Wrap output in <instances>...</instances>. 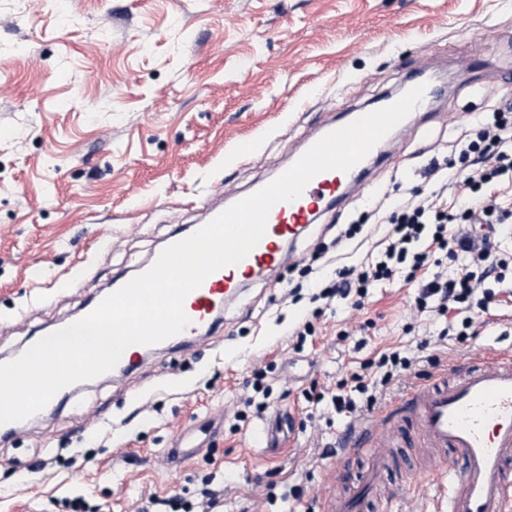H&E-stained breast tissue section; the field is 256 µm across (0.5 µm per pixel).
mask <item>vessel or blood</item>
Here are the masks:
<instances>
[{
	"label": "vessel or blood",
	"mask_w": 512,
	"mask_h": 512,
	"mask_svg": "<svg viewBox=\"0 0 512 512\" xmlns=\"http://www.w3.org/2000/svg\"><path fill=\"white\" fill-rule=\"evenodd\" d=\"M366 170L357 163L349 171L316 175L302 195L275 204L266 231L249 255L209 275L184 300L190 323L185 336L211 328L246 281L279 271L284 246L324 211L341 208ZM410 421L403 431L406 444L423 443L425 463L416 475L448 489V512H512V351L500 350L466 365L453 364L430 378L418 379L405 393ZM390 414H378L353 425L343 444L345 459L366 458L352 487L330 492L321 512H359L393 465L387 436Z\"/></svg>",
	"instance_id": "b4317fda"
}]
</instances>
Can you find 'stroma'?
Here are the masks:
<instances>
[{
	"mask_svg": "<svg viewBox=\"0 0 512 512\" xmlns=\"http://www.w3.org/2000/svg\"><path fill=\"white\" fill-rule=\"evenodd\" d=\"M448 61L460 71L433 117L396 131L390 162L288 245L278 273L247 282L219 330L71 389L0 442V512H132L144 494L194 501L208 482L225 485L224 512H319L362 464L319 459L352 419L307 391L391 349L429 371L424 340L451 363L512 349L511 267L486 280L489 310L463 336H443L400 276L360 309L311 298L337 266L376 256L382 227L351 237V224L396 188L435 190L427 170L512 101V0H0V360L284 169L315 122ZM307 319L316 333L297 343L288 332ZM266 366L270 412L294 418L274 452L252 443L254 409L236 418ZM410 456H395L392 512H448Z\"/></svg>",
	"mask_w": 512,
	"mask_h": 512,
	"instance_id": "obj_1",
	"label": "stroma"
}]
</instances>
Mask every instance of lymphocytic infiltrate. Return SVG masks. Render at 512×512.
Wrapping results in <instances>:
<instances>
[{
  "label": "lymphocytic infiltrate",
  "mask_w": 512,
  "mask_h": 512,
  "mask_svg": "<svg viewBox=\"0 0 512 512\" xmlns=\"http://www.w3.org/2000/svg\"><path fill=\"white\" fill-rule=\"evenodd\" d=\"M460 160L475 166V173L464 176L449 170L439 177V193L426 196L414 190L387 205L378 215L379 223L387 227L383 250L368 264L337 269L335 279L322 287L321 296L348 299L360 308L371 288L403 269L407 281L419 284V309L444 316L466 303L486 308L487 298L476 295L482 279L511 262L490 235L477 238L472 231L512 218V204L492 190L494 183L512 174V123L499 118L481 128L461 152ZM461 252L471 258L469 269L448 275L441 268L442 256ZM412 364L400 350L384 352L373 362L377 379L354 375L353 386L338 385L328 401L336 412L356 414L362 406H374L381 387L406 377ZM223 505V488L207 486L195 507L176 497L151 494L135 501L134 512H218Z\"/></svg>",
  "instance_id": "lymphocytic-infiltrate-1"
}]
</instances>
